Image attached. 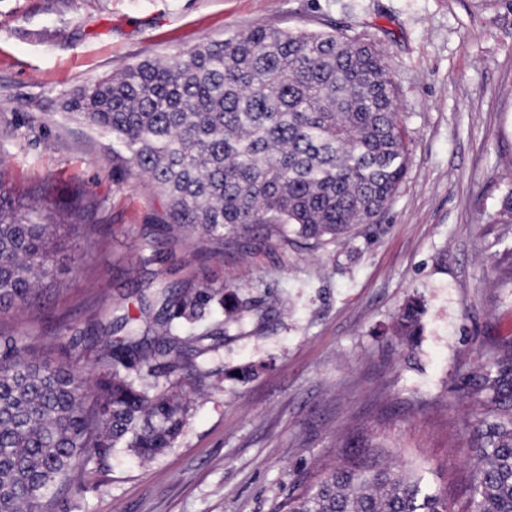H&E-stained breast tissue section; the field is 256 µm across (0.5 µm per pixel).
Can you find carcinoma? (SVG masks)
Here are the masks:
<instances>
[{"label":"carcinoma","instance_id":"carcinoma-1","mask_svg":"<svg viewBox=\"0 0 512 512\" xmlns=\"http://www.w3.org/2000/svg\"><path fill=\"white\" fill-rule=\"evenodd\" d=\"M71 114L112 142V162L166 199L155 239L187 229L222 253L224 231L265 224L312 247L371 224L402 182L409 152L398 88L377 43L325 31L253 27L203 41L164 61L143 60L79 89ZM88 205L48 186L24 205L0 178V315L55 288L54 257L82 233ZM67 213L75 223L59 224ZM495 221L512 224V188ZM224 289L185 283L142 299L146 327L125 316L97 323L65 364L28 357L0 332V512H46L90 465L117 452L153 460L174 447L209 386L200 360L225 309ZM227 310V309H225ZM235 309L227 310L232 314ZM424 308H402L411 341ZM166 358V384L154 362ZM492 422L477 436L484 459L462 512H512V347L492 356L479 384ZM274 512H451L419 467L396 469L382 452L330 466Z\"/></svg>","mask_w":512,"mask_h":512}]
</instances>
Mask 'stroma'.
<instances>
[{"label":"stroma","mask_w":512,"mask_h":512,"mask_svg":"<svg viewBox=\"0 0 512 512\" xmlns=\"http://www.w3.org/2000/svg\"><path fill=\"white\" fill-rule=\"evenodd\" d=\"M258 25L385 49L407 175L350 239L295 245L257 226L225 234L222 255L188 235L142 266L165 200L114 173L109 139L65 104L126 66ZM0 175L26 204L48 181L99 204L101 243L75 238L57 257L63 294L9 322L28 354L63 362L91 319L136 312L138 289L208 283L242 309L175 448L113 456L51 512H273L370 444L391 466L420 465L452 512L469 498L488 419L476 383L490 349L512 347V224L492 220L512 186V0H0ZM413 298L422 331L407 342L393 324ZM248 363V381L230 379Z\"/></svg>","instance_id":"35a3bbf8"}]
</instances>
